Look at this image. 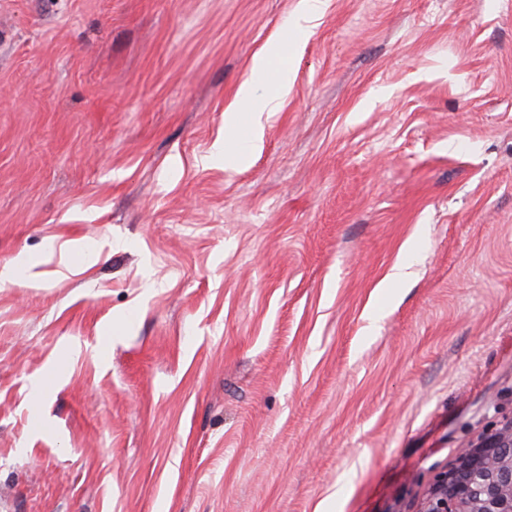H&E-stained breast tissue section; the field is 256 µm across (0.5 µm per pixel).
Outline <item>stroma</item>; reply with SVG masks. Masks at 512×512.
I'll return each instance as SVG.
<instances>
[{
	"instance_id": "35a3bbf8",
	"label": "stroma",
	"mask_w": 512,
	"mask_h": 512,
	"mask_svg": "<svg viewBox=\"0 0 512 512\" xmlns=\"http://www.w3.org/2000/svg\"><path fill=\"white\" fill-rule=\"evenodd\" d=\"M301 2L0 0V512H419L512 418V0ZM238 98L247 106L251 138L256 141L261 136L263 130V114L267 112L266 118H268L269 114L276 112L281 96L279 94H272L258 99L253 94L251 86L248 83H243L238 91Z\"/></svg>"
}]
</instances>
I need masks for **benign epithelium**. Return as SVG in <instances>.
<instances>
[{"label": "benign epithelium", "mask_w": 512, "mask_h": 512, "mask_svg": "<svg viewBox=\"0 0 512 512\" xmlns=\"http://www.w3.org/2000/svg\"><path fill=\"white\" fill-rule=\"evenodd\" d=\"M420 512H512V419L459 449Z\"/></svg>", "instance_id": "obj_1"}]
</instances>
